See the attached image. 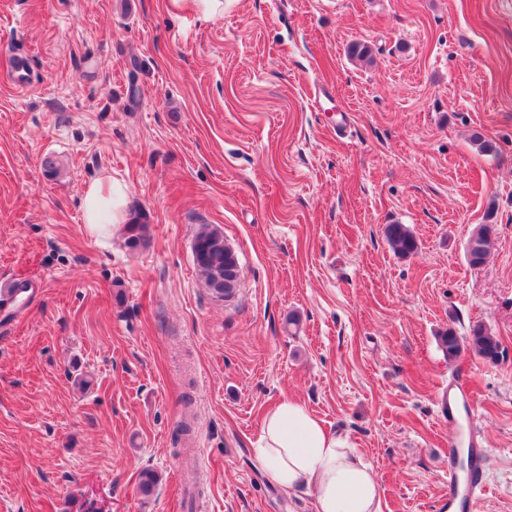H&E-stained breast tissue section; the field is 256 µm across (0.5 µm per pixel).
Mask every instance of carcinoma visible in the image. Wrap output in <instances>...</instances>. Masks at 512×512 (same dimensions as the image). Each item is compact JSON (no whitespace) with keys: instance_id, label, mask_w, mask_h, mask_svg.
Segmentation results:
<instances>
[{"instance_id":"carcinoma-1","label":"carcinoma","mask_w":512,"mask_h":512,"mask_svg":"<svg viewBox=\"0 0 512 512\" xmlns=\"http://www.w3.org/2000/svg\"><path fill=\"white\" fill-rule=\"evenodd\" d=\"M487 225L478 227L467 243L466 258L469 265L478 267L486 262L490 254L491 238L486 235ZM145 225L132 221L125 225L126 245L138 248L144 240ZM386 237L395 253L409 256L417 251V242L403 224H389ZM193 257L196 272L212 297L222 300L233 295L239 287V262L233 250L224 244V234L209 224L202 225L194 239ZM439 346L448 360L458 357L468 348L478 356L495 361L502 356L501 343L497 336L482 326H476L468 337H459L448 328L438 336ZM159 482V475L152 469L139 474V490L148 496Z\"/></svg>"}]
</instances>
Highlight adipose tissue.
Returning <instances> with one entry per match:
<instances>
[{"instance_id":"ef3b65f1","label":"adipose tissue","mask_w":512,"mask_h":512,"mask_svg":"<svg viewBox=\"0 0 512 512\" xmlns=\"http://www.w3.org/2000/svg\"><path fill=\"white\" fill-rule=\"evenodd\" d=\"M128 194V184L107 170L88 184L82 198L88 237L111 238L129 223ZM254 453L268 483L312 497L315 512H381L378 482L357 449L294 399L282 400L265 416Z\"/></svg>"}]
</instances>
